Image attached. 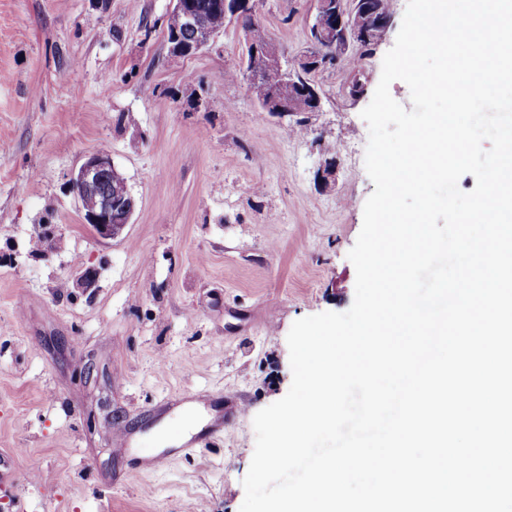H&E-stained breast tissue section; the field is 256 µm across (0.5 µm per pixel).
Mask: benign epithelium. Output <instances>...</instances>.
Returning <instances> with one entry per match:
<instances>
[{
    "mask_svg": "<svg viewBox=\"0 0 512 512\" xmlns=\"http://www.w3.org/2000/svg\"><path fill=\"white\" fill-rule=\"evenodd\" d=\"M173 11L182 13L185 26L194 31V42L189 47L191 52L197 53L208 47L219 35V31L207 25L200 14L185 9L183 0H173ZM390 26L391 19L376 16L369 0H316L315 13L309 23L311 49L288 60L271 40L257 46L249 36L247 49L250 54L244 58L242 74L248 82L260 75H272L286 77L288 83L297 84L298 93L288 104L271 101L267 105L270 111L283 117L314 112L320 102L317 90L307 82L296 83V78L346 54L350 46L363 43L375 28L381 35H386ZM109 177L112 178V192L98 194L92 202H87L84 190ZM72 184L84 223L97 236L114 238L130 223L136 202L124 178L114 168L109 154L99 152L88 157L73 177ZM116 210L124 214L121 224L112 223V212Z\"/></svg>",
    "mask_w": 512,
    "mask_h": 512,
    "instance_id": "benign-epithelium-1",
    "label": "benign epithelium"
}]
</instances>
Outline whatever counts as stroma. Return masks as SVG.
I'll list each match as a JSON object with an SVG mask.
<instances>
[{
  "label": "stroma",
  "instance_id": "obj_1",
  "mask_svg": "<svg viewBox=\"0 0 512 512\" xmlns=\"http://www.w3.org/2000/svg\"><path fill=\"white\" fill-rule=\"evenodd\" d=\"M406 6L391 0L372 50L311 73L321 109L297 132L252 100L240 21L173 60L171 0H0V512H240L253 418L291 386L293 322L354 300L375 189L360 113ZM314 9L257 0L255 18L294 58ZM102 151L136 200L111 239L71 189ZM188 391L195 450L141 468Z\"/></svg>",
  "mask_w": 512,
  "mask_h": 512
}]
</instances>
